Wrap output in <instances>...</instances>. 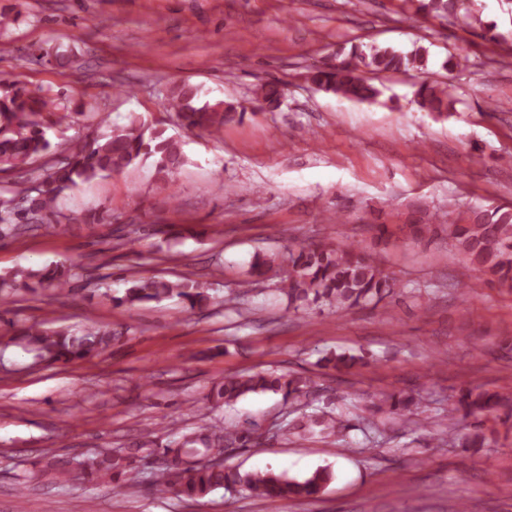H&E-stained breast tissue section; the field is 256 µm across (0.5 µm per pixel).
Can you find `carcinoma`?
I'll return each mask as SVG.
<instances>
[{
    "label": "carcinoma",
    "instance_id": "1",
    "mask_svg": "<svg viewBox=\"0 0 512 512\" xmlns=\"http://www.w3.org/2000/svg\"><path fill=\"white\" fill-rule=\"evenodd\" d=\"M417 12L423 18H460L466 24L478 26L489 34L495 49L512 54V45L494 33L496 24L482 19L477 0H416ZM428 67V51L417 46L408 53L370 44L355 46L350 57L334 64H315L306 69L305 79L318 90L356 102H375L381 91L368 74L424 71ZM451 82L426 80L415 92V102L425 112L440 116L452 111ZM256 107L269 112L279 109L285 99L283 87L266 83L258 89ZM167 108L177 112L188 129H199L217 135L224 125L240 122L246 110L232 102L210 104L199 100L198 89L182 83L169 91ZM55 116L54 124L72 121L74 112L47 94H31L14 83L0 82V169L23 174L24 180L0 188V239L21 237L29 231L52 224L44 223L46 214L54 209L57 197L81 183L90 182L112 173H121L149 159L154 160L155 176L167 182L187 163L179 140L166 130L149 125L134 117L128 124L114 126L88 140L74 141L65 147L66 156L60 162L35 165L51 153L46 137L44 114ZM448 239L462 264L463 275L478 271L501 287L512 288V212L499 208L474 210L462 223L447 224ZM79 265L62 263L43 268H17L0 276V305L8 303L12 292L21 285L31 290L41 288L57 294L67 291L77 276ZM253 272L259 277L280 276V291L288 305L308 308L328 307L338 311L370 302H380L395 293L398 285L378 267L370 255L354 245H307L288 250L286 261L275 258L256 259ZM177 296L189 309H201L211 302L208 289L182 279L132 276L120 296L112 297L117 305L161 302ZM0 310V325L15 330L14 336L0 344L23 343L35 355L36 363L46 367L65 366L93 358L120 342L122 332L96 324H87L81 333L67 327L47 323L19 327ZM360 358L354 355L331 354L321 358L322 367L338 373H349ZM260 392L280 393L286 399L300 402L312 393V381L298 374H282L275 370L237 372L224 376L214 384L204 400L213 408L230 407L241 398ZM416 405L414 394L384 393L377 410L392 416L403 425L412 424L410 415ZM471 419L473 430L463 445L482 448L494 443L485 428V420L502 422L512 419V397L499 393L476 391L469 387L458 390L456 400L448 409V439L460 421ZM346 427L340 415L323 410L304 411L286 424L281 431L300 435L319 430L332 435ZM262 438L259 428L244 422L228 429L213 422L193 427H179L164 445L157 444L154 432L147 431L130 441L119 453L110 448L100 450L88 464L76 458H62L45 453L18 477L23 488L51 480L78 479L84 484H106L112 492H126V476L133 462L161 453L164 461L152 475L156 493H174L189 500L205 497L216 488L239 486L260 500L312 499L322 493L333 478L332 471L321 467L299 477H290L274 470L240 473L224 467V455L230 448H246Z\"/></svg>",
    "mask_w": 512,
    "mask_h": 512
}]
</instances>
